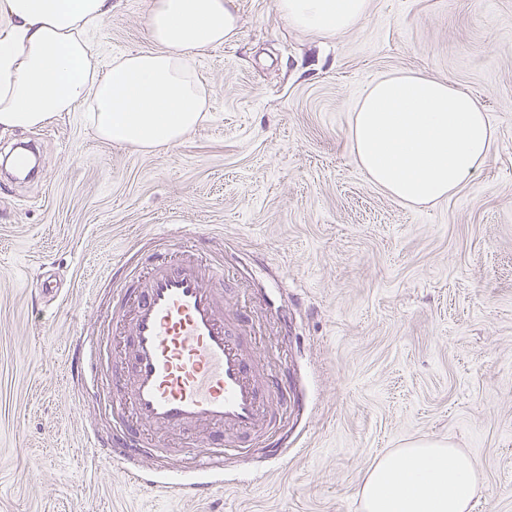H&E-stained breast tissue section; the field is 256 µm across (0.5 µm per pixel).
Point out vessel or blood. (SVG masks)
I'll return each mask as SVG.
<instances>
[{"label": "vessel or blood", "mask_w": 512, "mask_h": 512, "mask_svg": "<svg viewBox=\"0 0 512 512\" xmlns=\"http://www.w3.org/2000/svg\"><path fill=\"white\" fill-rule=\"evenodd\" d=\"M111 320L124 329V356L107 383L123 419L104 456L135 482L133 463L166 437L204 433L210 447L247 448L267 436L286 391L264 366L249 314L224 295V266L170 260L117 290ZM214 477L175 484L178 496L206 500L227 486Z\"/></svg>", "instance_id": "b4317fda"}]
</instances>
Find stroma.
I'll return each instance as SVG.
<instances>
[{"label": "stroma", "mask_w": 512, "mask_h": 512, "mask_svg": "<svg viewBox=\"0 0 512 512\" xmlns=\"http://www.w3.org/2000/svg\"><path fill=\"white\" fill-rule=\"evenodd\" d=\"M99 64L147 47L150 0H114ZM275 0H233L237 38L196 58L208 111L144 153L97 138L84 110L0 136L44 175L0 171V512H361L374 459L427 438L476 457L472 512H512V0H372L326 39L288 28ZM414 74L472 93L488 164L453 197L407 205L373 185L350 143L377 77ZM207 241L270 370L305 406L280 414L275 451L201 460L179 435L142 458L151 487L89 446L113 421L77 345L117 341L115 279L167 257L164 227ZM61 288L36 299L38 274ZM240 478L189 502L163 483Z\"/></svg>", "instance_id": "obj_1"}]
</instances>
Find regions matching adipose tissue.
<instances>
[{
    "label": "adipose tissue",
    "instance_id": "ef3b65f1",
    "mask_svg": "<svg viewBox=\"0 0 512 512\" xmlns=\"http://www.w3.org/2000/svg\"><path fill=\"white\" fill-rule=\"evenodd\" d=\"M275 8L290 29L333 38L368 18L370 0H275ZM112 9V0H0V133L82 107L99 137L150 151L201 123L208 98L194 61L237 36L230 0H152L148 47L103 69L91 37ZM350 141L371 183L420 204L469 183L493 134L480 102L452 81L391 74L358 101ZM481 477L474 456L420 439L374 461L358 494L363 512H471Z\"/></svg>",
    "mask_w": 512,
    "mask_h": 512
}]
</instances>
